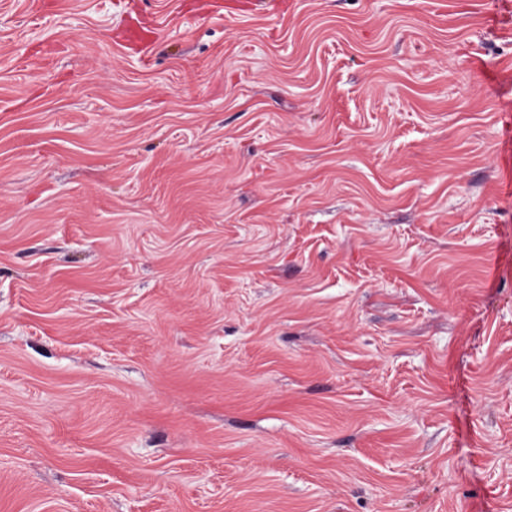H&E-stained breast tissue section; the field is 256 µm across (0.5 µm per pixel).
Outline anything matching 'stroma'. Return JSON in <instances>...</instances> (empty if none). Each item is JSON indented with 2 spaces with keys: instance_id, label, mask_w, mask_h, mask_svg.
<instances>
[{
  "instance_id": "1",
  "label": "stroma",
  "mask_w": 512,
  "mask_h": 512,
  "mask_svg": "<svg viewBox=\"0 0 512 512\" xmlns=\"http://www.w3.org/2000/svg\"><path fill=\"white\" fill-rule=\"evenodd\" d=\"M0 512H512V0H0Z\"/></svg>"
}]
</instances>
